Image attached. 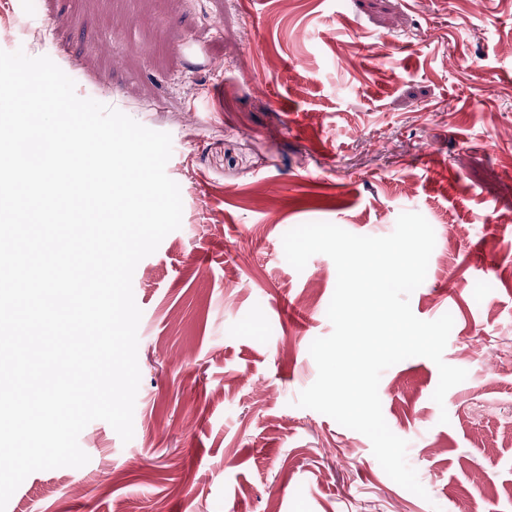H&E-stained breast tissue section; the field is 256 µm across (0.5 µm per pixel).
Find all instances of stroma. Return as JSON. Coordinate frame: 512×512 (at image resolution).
<instances>
[{"instance_id":"35a3bbf8","label":"stroma","mask_w":512,"mask_h":512,"mask_svg":"<svg viewBox=\"0 0 512 512\" xmlns=\"http://www.w3.org/2000/svg\"><path fill=\"white\" fill-rule=\"evenodd\" d=\"M19 49L170 134L183 215L133 275L132 440L89 423L88 463L33 472L6 512H512V0H0ZM405 211L436 236L411 309L452 315L443 359L468 372L440 405L428 358L381 377L424 499L297 407L337 274L282 245L307 222L386 236Z\"/></svg>"}]
</instances>
